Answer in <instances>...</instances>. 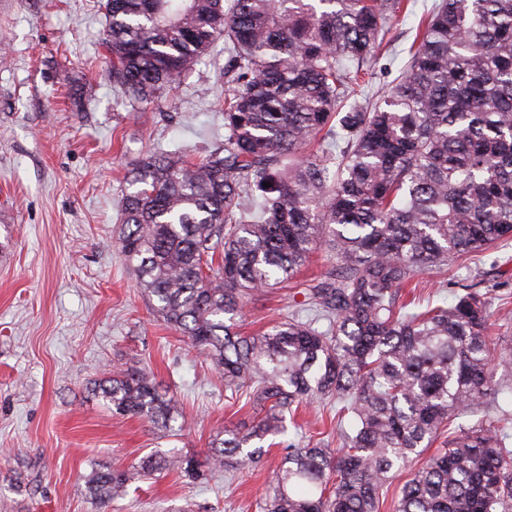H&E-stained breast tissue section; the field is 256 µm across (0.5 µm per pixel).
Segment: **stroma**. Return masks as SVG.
Masks as SVG:
<instances>
[{
    "mask_svg": "<svg viewBox=\"0 0 512 512\" xmlns=\"http://www.w3.org/2000/svg\"><path fill=\"white\" fill-rule=\"evenodd\" d=\"M103 0H0V512H262L274 470L257 467L189 481L137 480L99 507L87 479L162 451L204 458L224 428L250 423L216 370L152 312L137 272L118 252L127 172L148 153L199 160L224 146L223 43L167 97L132 110L113 86ZM435 0H410L374 66L373 90L406 68L421 17ZM330 267L312 255L297 276L247 305L242 330L259 333L303 312ZM433 303L463 288L486 292L498 316L490 339L512 351V240L425 277ZM137 364L173 395L186 421L164 429L114 416L94 393L112 367ZM335 410L302 407L286 441L335 447Z\"/></svg>",
    "mask_w": 512,
    "mask_h": 512,
    "instance_id": "stroma-1",
    "label": "stroma"
}]
</instances>
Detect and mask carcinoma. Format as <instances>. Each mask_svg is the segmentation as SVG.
I'll list each match as a JSON object with an SVG mask.
<instances>
[{
  "mask_svg": "<svg viewBox=\"0 0 512 512\" xmlns=\"http://www.w3.org/2000/svg\"><path fill=\"white\" fill-rule=\"evenodd\" d=\"M104 7L112 84L135 109L227 44L224 149L141 158L118 238L156 316L261 414L216 435L207 468L254 466L286 418L334 398L349 418L340 447L284 445L264 512H379L394 473L444 434L397 512H512V429L483 414L512 355L489 339L487 296L467 289L420 311L404 301L412 278L512 237V0H440L374 102L371 64L405 0ZM351 96L364 102L342 111ZM321 248L334 266L309 289L314 316L240 335L249 300ZM95 388L115 414L165 429L182 417L135 365ZM163 471L199 477L193 458L153 454L93 471L89 496L109 503Z\"/></svg>",
  "mask_w": 512,
  "mask_h": 512,
  "instance_id": "obj_1",
  "label": "carcinoma"
}]
</instances>
